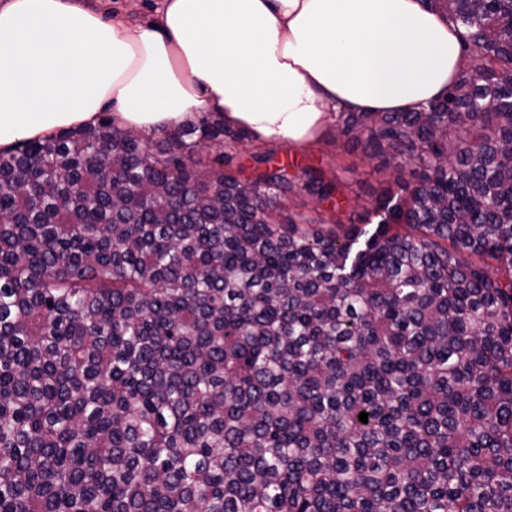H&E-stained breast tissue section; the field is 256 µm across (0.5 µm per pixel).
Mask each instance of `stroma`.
Segmentation results:
<instances>
[{
	"mask_svg": "<svg viewBox=\"0 0 512 512\" xmlns=\"http://www.w3.org/2000/svg\"><path fill=\"white\" fill-rule=\"evenodd\" d=\"M82 4L100 13L104 20L122 18L144 23L156 18L160 0H81ZM289 160V172L302 175L309 168L322 171L325 179L334 181L338 194L332 202H318L306 192H299L285 201L286 209L304 208L323 214L339 212L344 224L374 228L378 219L374 213L377 198L383 190L402 181L414 185L418 181L416 164L405 165L402 171L382 165L380 160L368 157L362 148L348 143L337 133L336 123H329L315 143L294 148L277 145L272 164Z\"/></svg>",
	"mask_w": 512,
	"mask_h": 512,
	"instance_id": "35a3bbf8",
	"label": "stroma"
}]
</instances>
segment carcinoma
Wrapping results in <instances>:
<instances>
[{
    "label": "carcinoma",
    "mask_w": 512,
    "mask_h": 512,
    "mask_svg": "<svg viewBox=\"0 0 512 512\" xmlns=\"http://www.w3.org/2000/svg\"><path fill=\"white\" fill-rule=\"evenodd\" d=\"M421 2L463 66L344 112L423 168L371 232L222 120L0 150V512H512V0Z\"/></svg>",
    "instance_id": "1"
}]
</instances>
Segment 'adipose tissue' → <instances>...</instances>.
<instances>
[{
    "label": "adipose tissue",
    "instance_id": "obj_1",
    "mask_svg": "<svg viewBox=\"0 0 512 512\" xmlns=\"http://www.w3.org/2000/svg\"><path fill=\"white\" fill-rule=\"evenodd\" d=\"M462 64L457 30L419 0H162L134 25L77 0H0V149L106 110L142 133L205 111L302 147L336 112L421 109Z\"/></svg>",
    "mask_w": 512,
    "mask_h": 512
}]
</instances>
